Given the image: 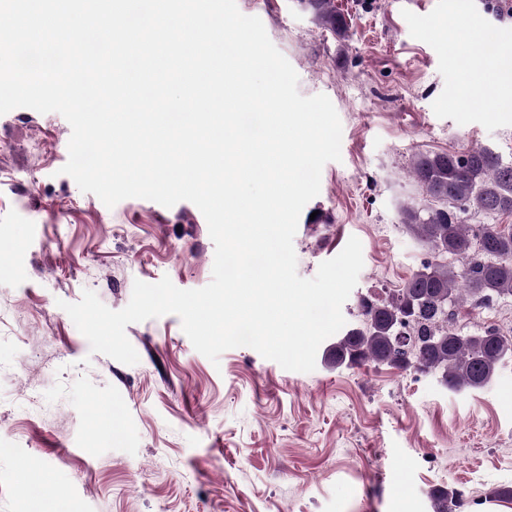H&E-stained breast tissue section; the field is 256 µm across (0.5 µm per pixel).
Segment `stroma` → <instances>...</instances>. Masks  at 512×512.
<instances>
[{"label": "stroma", "mask_w": 512, "mask_h": 512, "mask_svg": "<svg viewBox=\"0 0 512 512\" xmlns=\"http://www.w3.org/2000/svg\"><path fill=\"white\" fill-rule=\"evenodd\" d=\"M261 19L342 124L303 209L297 272L316 275L350 237L363 268L342 307L387 297L431 259L401 222L429 203L408 175L415 155L482 146L512 162V108L477 94L482 54L448 42L443 0H334L350 27L324 28L298 0H236ZM512 0H473L460 23L493 31L512 69ZM71 127L59 113L0 115V512H25L24 475L45 512H512V361L477 392L437 373L363 363L283 369L249 347L211 362L177 315L127 325L134 365L90 350L63 303L93 291L123 309L134 281L184 290L212 278L215 247L191 202L128 198L107 207L62 174ZM465 334H512V297L456 307Z\"/></svg>", "instance_id": "stroma-1"}]
</instances>
